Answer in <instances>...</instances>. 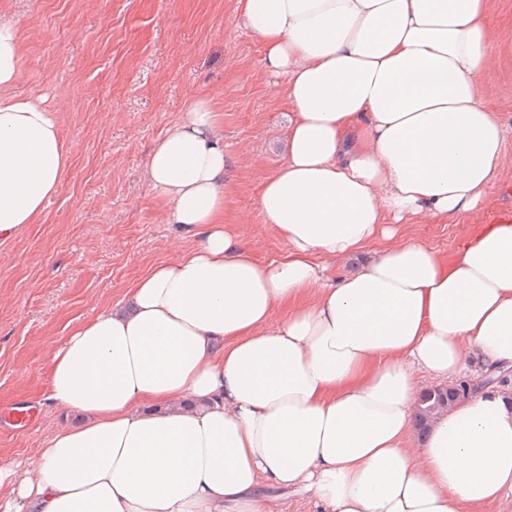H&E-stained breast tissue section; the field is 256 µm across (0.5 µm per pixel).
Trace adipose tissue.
<instances>
[{"label": "adipose tissue", "instance_id": "1", "mask_svg": "<svg viewBox=\"0 0 512 512\" xmlns=\"http://www.w3.org/2000/svg\"><path fill=\"white\" fill-rule=\"evenodd\" d=\"M490 9L236 0L292 106L259 197L286 251L255 260L224 225V133L209 100L190 101L144 178L194 246L54 352L44 401L79 421L0 465V512H276L272 488L312 512H485L512 496L504 390L424 432L415 414L424 382L512 369V222L447 261L398 234L475 211L512 161L489 106L505 50ZM21 67L19 29L0 22L3 240L39 223L73 154L56 114L15 93ZM319 255L355 267L333 280Z\"/></svg>", "mask_w": 512, "mask_h": 512}]
</instances>
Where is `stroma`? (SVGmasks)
<instances>
[{"label":"stroma","mask_w":512,"mask_h":512,"mask_svg":"<svg viewBox=\"0 0 512 512\" xmlns=\"http://www.w3.org/2000/svg\"><path fill=\"white\" fill-rule=\"evenodd\" d=\"M236 0H0L22 30L16 87L44 98L75 153L39 223L0 240V411L36 414L0 426V465L47 447L60 415L41 406L52 352L79 322L117 301L193 238L166 220L143 179L155 140L195 97L209 99L230 170L224 222L256 260L285 245L259 208L283 164L288 100L262 64L258 37L236 23ZM512 221V164L462 222L404 225V236L452 258L487 226Z\"/></svg>","instance_id":"obj_1"}]
</instances>
